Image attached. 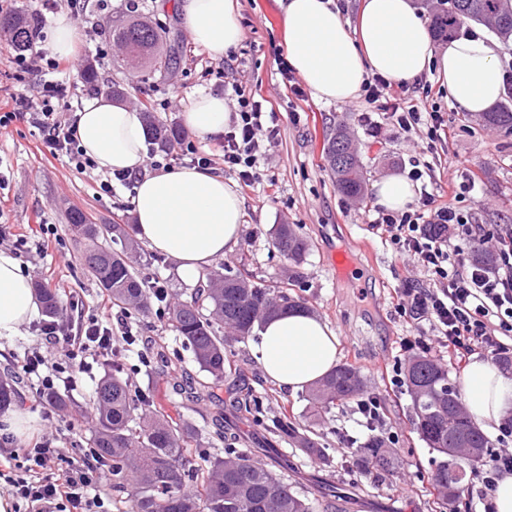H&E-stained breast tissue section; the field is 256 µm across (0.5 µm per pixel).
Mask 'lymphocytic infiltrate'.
<instances>
[{"mask_svg": "<svg viewBox=\"0 0 512 512\" xmlns=\"http://www.w3.org/2000/svg\"><path fill=\"white\" fill-rule=\"evenodd\" d=\"M70 91L65 81L48 80L38 86H22L10 95L9 110L0 116L4 127L23 119L42 134L47 153L64 158L76 170L91 162L74 137L73 119L60 115L55 102ZM366 103H381L383 117L394 128L410 131L422 126L428 140L439 137L444 127L440 108L422 110L407 92L395 91L390 80L376 76L364 86ZM279 134L274 112L255 93L236 90L233 118L224 133V164L237 171L245 186L262 180L258 169L262 141H275ZM373 229L389 237L400 256L410 258L426 272L428 284L408 280L398 289L396 309L415 324H429L436 333L434 342L419 336L400 340L401 351L421 349L433 355L447 350L466 358L476 349L504 356L512 351V228L492 231L473 223L469 211L438 202L428 190H421L414 205L403 212L375 209L368 214ZM495 244L492 267L479 265L475 252ZM80 297L68 295L63 306L69 313L68 325L57 320L41 322L40 339L25 354L23 371L34 377L40 391H71L73 377L61 376L50 365L46 351L62 347L67 356L78 358L77 368L89 374L96 363L107 361L112 353V303L102 299L101 311L88 318ZM62 427L51 424L27 446L0 448V468L11 470L7 482L13 498L24 501L28 512H54L57 505L69 503L74 512H103L102 490L92 487L100 466L93 456L82 458L78 466L64 465L57 443ZM497 440L500 447L474 470L470 479L478 488L483 512H494L493 493L504 475H512V421L504 420Z\"/></svg>", "mask_w": 512, "mask_h": 512, "instance_id": "f902f5d3", "label": "lymphocytic infiltrate"}]
</instances>
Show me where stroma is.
Instances as JSON below:
<instances>
[{
    "label": "stroma",
    "instance_id": "stroma-1",
    "mask_svg": "<svg viewBox=\"0 0 512 512\" xmlns=\"http://www.w3.org/2000/svg\"><path fill=\"white\" fill-rule=\"evenodd\" d=\"M178 0H139L138 12L157 23L168 45L178 49L180 63L168 75L143 76L112 63L116 49L107 36L80 42L70 60V83H78L87 64H95L100 85H119L124 101L137 109H149L170 123H180L183 110L201 91L229 96L233 86L252 90L268 100L278 116L276 143L263 148L259 158L260 184L239 186L244 199L243 224L237 246L216 262V270L246 268L256 279L273 282L288 277V261L272 245L276 225H291L307 238L309 255L304 275L295 292L308 310L327 322L339 339V361L357 368L367 389L381 400L384 424L378 433L394 436L389 457L392 467L383 478H369L346 469L351 454L346 436L366 441L364 427L356 423V403L346 400L310 417L304 393L279 389L263 372L256 356L258 337L235 343L226 366L221 395L232 389L252 390L264 417L277 418L296 427L313 425L318 440L335 463L327 472L316 456L305 453L290 439L270 437L252 419L232 413L228 421L241 436V450L272 445L288 457V480L297 489L317 492L325 484L339 494L355 497L359 512H449L439 506L431 481L434 452L411 425L412 401L404 385L393 384L394 365L404 336L432 335L430 325L415 326L398 314L394 305L397 288L405 280L426 281V274L401 258L390 241L372 230L367 213L375 209L374 197L354 207L333 183L323 144L333 123H345L361 150L368 183L393 173L408 174L412 157L429 167L427 189L441 201L451 202V186L474 181L475 191L461 206L472 212L476 223L512 225V132L486 126L480 117L461 111L435 72L410 82L409 95L421 107L440 106L446 129L434 146H427L422 131L401 133L389 124L372 129L363 115L369 107L362 98L348 103H322L301 99L280 73L285 54L279 0H239L242 39L221 59L210 58L196 46L178 19ZM15 51L9 32L0 33V100L21 84L38 85L45 78L40 67L22 74L13 62ZM102 175L89 169L77 172L64 160L51 157L42 145L40 131L22 120L0 128V225L28 224L32 230L18 258L32 280L55 288L59 295L76 293L85 303L86 315L96 312L103 290L85 269L83 241L70 231L69 215L82 211L94 224L133 225L132 196L119 187L112 194L100 189ZM48 247L37 250L39 241ZM132 267L148 280L165 282L169 302L189 299L194 287L178 275L173 261L148 247H140ZM348 253L356 267L349 279L333 270L336 253ZM126 322L136 341L127 344L115 337L113 349L127 365L131 389L150 388L154 409L183 415L200 437L213 428L205 406L175 398L173 381L202 379L191 351L168 322L155 314L128 312ZM35 323L24 325L17 336L0 342V380L10 381L18 395L16 405L30 408L37 430L48 422L36 407L22 371L24 352L38 340ZM169 358L158 366L157 350ZM108 365L95 366L93 375L76 373L72 400L80 413H56L66 424L59 446L66 457L82 455L90 436L92 418L86 410Z\"/></svg>",
    "mask_w": 512,
    "mask_h": 512
}]
</instances>
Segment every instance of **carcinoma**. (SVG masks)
Instances as JSON below:
<instances>
[{"mask_svg": "<svg viewBox=\"0 0 512 512\" xmlns=\"http://www.w3.org/2000/svg\"><path fill=\"white\" fill-rule=\"evenodd\" d=\"M35 17L20 14L4 21L11 31L13 48L28 49L36 35ZM434 35L439 40L453 37L469 23L488 27L502 41L512 39V0H448V7L436 8L431 19ZM105 33L119 44L124 56L117 66L135 63L149 73H162L178 63L174 49L164 48L161 29L129 15L111 18ZM484 122L512 131V107L500 105L482 114ZM145 124L152 141L165 147L181 135L179 128L146 112ZM348 132L341 124L330 127L324 142L328 168L336 189L349 200L364 201L366 176L363 164L344 155L342 148ZM71 231L89 242L84 254L88 272L111 297L112 304L122 309L145 310L150 295L146 280L135 275L128 262L134 244L126 229L112 225V245L97 244L102 233L98 224H89L79 212L70 215ZM273 246L296 268L308 253L307 241L288 224L275 230ZM298 279L280 285L257 281L245 271L204 272L190 299L173 306L162 304L167 319L193 353L206 380L186 384L175 382L174 394L201 405L214 403L212 388L224 382L227 346L255 333L270 316L300 306L289 293ZM44 304V313L53 318L60 311L55 290L36 284ZM229 330V336L218 335V328ZM126 367L112 361V373L98 385L94 400L96 422L87 445L90 453L107 468L112 488V506L116 512H315L313 501L288 483L287 465L272 448L258 447L256 452L267 457L258 463L252 455L240 451V438L226 427L223 404L215 403L212 424L217 442H208L211 451L199 453L200 446L193 424L182 417L174 419L155 411L146 412L150 390L133 391L124 378ZM403 384L412 400V423L434 458V484L438 498L456 504L464 491L471 470L488 454L485 434L459 410L462 399L440 359L418 355L408 360L403 370ZM448 386V397L441 398L437 389ZM367 387L357 369L343 364L316 382L308 391L312 411L324 410L337 401L359 398ZM238 413L257 414V406L249 391L233 400ZM465 440L473 449L465 461L449 452L457 439ZM302 448L330 463L327 449L308 430L301 437ZM222 447H216V443ZM387 442L375 435L354 452L351 468L364 475H381L387 465L383 448ZM134 487L133 499L123 498L128 486Z\"/></svg>", "mask_w": 512, "mask_h": 512, "instance_id": "1", "label": "carcinoma"}]
</instances>
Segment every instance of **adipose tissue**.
Segmentation results:
<instances>
[{
    "label": "adipose tissue",
    "mask_w": 512,
    "mask_h": 512,
    "mask_svg": "<svg viewBox=\"0 0 512 512\" xmlns=\"http://www.w3.org/2000/svg\"><path fill=\"white\" fill-rule=\"evenodd\" d=\"M182 23L212 58H224L242 32L237 0H180ZM286 59L317 101L356 98L368 76L411 82L436 70L462 111L480 114L504 91L503 65L488 39L460 36L436 45L414 0H361L356 26L345 23L332 0H285ZM232 112L220 96L198 93L184 124L201 138L222 135ZM75 137L102 173L138 174L132 200L135 236L173 260L191 283L238 243L244 201L222 173L195 167L144 172L142 113L103 98L76 114ZM40 312L29 274L9 250H0V339L19 333ZM259 362L278 387L298 392L331 372L339 341L330 326L302 307L272 316L260 333ZM472 420L494 429L512 409V376L472 355L460 381Z\"/></svg>",
    "instance_id": "adipose-tissue-1"
}]
</instances>
